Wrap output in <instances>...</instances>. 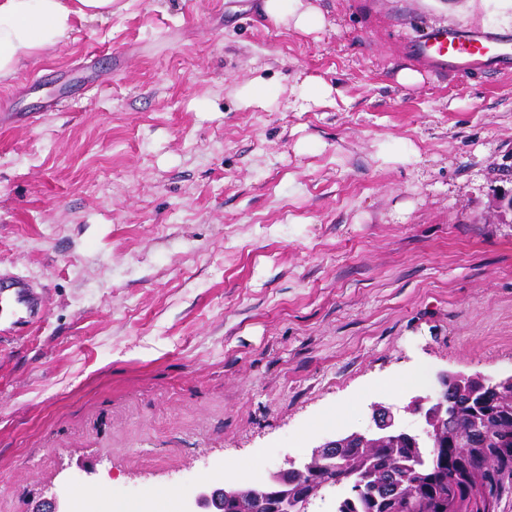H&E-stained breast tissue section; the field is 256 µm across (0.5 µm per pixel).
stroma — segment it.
Wrapping results in <instances>:
<instances>
[{"mask_svg": "<svg viewBox=\"0 0 512 512\" xmlns=\"http://www.w3.org/2000/svg\"><path fill=\"white\" fill-rule=\"evenodd\" d=\"M312 2L306 35L114 0L0 79V273L44 297L0 335V512H183L437 372L512 375V73L420 60L468 0ZM258 77L276 101L243 105ZM308 77L337 95L296 107Z\"/></svg>", "mask_w": 512, "mask_h": 512, "instance_id": "35a3bbf8", "label": "stroma"}]
</instances>
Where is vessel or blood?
Returning <instances> with one entry per match:
<instances>
[{"mask_svg": "<svg viewBox=\"0 0 512 512\" xmlns=\"http://www.w3.org/2000/svg\"><path fill=\"white\" fill-rule=\"evenodd\" d=\"M420 56L433 64L459 69L512 64V37L464 25L429 32L419 48ZM10 310L16 325L35 324L39 299L21 276L0 275V311Z\"/></svg>", "mask_w": 512, "mask_h": 512, "instance_id": "1", "label": "vessel or blood"}]
</instances>
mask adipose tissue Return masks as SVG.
<instances>
[{
    "instance_id": "obj_1",
    "label": "adipose tissue",
    "mask_w": 512,
    "mask_h": 512,
    "mask_svg": "<svg viewBox=\"0 0 512 512\" xmlns=\"http://www.w3.org/2000/svg\"><path fill=\"white\" fill-rule=\"evenodd\" d=\"M113 0H0V78L13 74L35 52L68 40L76 21L103 20ZM264 11L276 23L310 34L323 28L325 17L311 0H264Z\"/></svg>"
}]
</instances>
